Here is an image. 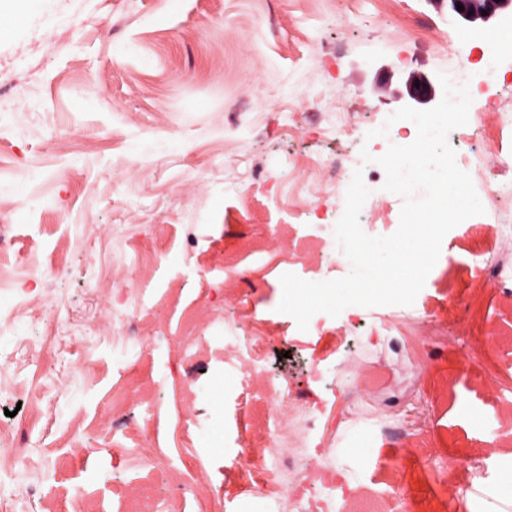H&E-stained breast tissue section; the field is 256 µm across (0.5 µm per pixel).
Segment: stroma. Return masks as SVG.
I'll list each match as a JSON object with an SVG mask.
<instances>
[{"label": "stroma", "instance_id": "stroma-1", "mask_svg": "<svg viewBox=\"0 0 512 512\" xmlns=\"http://www.w3.org/2000/svg\"><path fill=\"white\" fill-rule=\"evenodd\" d=\"M504 15L457 22L446 0H32L0 35V423L9 411L36 414L25 462L0 484L12 512H119L148 474L115 454L113 388L129 393L124 419L149 421L144 452L167 465L153 487L164 512H242L238 467L244 436L273 431L263 404L248 408L245 376L218 360L225 324L270 343L267 378L283 381L317 417L309 448L339 435L336 486L304 481L303 512L325 501L332 512L370 488L398 512H456L468 493L473 512H512L493 498L512 467V392L487 377L485 362L512 372V278L472 262L494 246L499 216L468 218L452 230L415 307H439L444 290L451 341L424 346L407 363L385 307L350 306L314 315L307 331L279 313L280 278L318 282L346 276L327 254L289 262L296 242L333 236L345 199L316 188L310 161L354 156L350 136L324 129L337 111L357 113L363 131L396 111L409 76L466 69L482 92L472 109L512 113V71L488 79L483 51ZM401 206L375 189L365 206L371 236L392 234ZM44 256L67 276L28 275L22 260ZM152 317L118 342L132 302ZM196 356L178 346L184 316L200 304ZM347 328L337 338L338 328ZM61 340L45 351L47 336ZM482 361L470 362L473 351ZM376 365L383 390L371 403L347 398L352 362ZM138 363V377L126 367ZM468 374H460L461 363ZM153 387L140 403L138 384ZM420 416L428 436L393 426L385 408ZM359 421L344 434L347 412ZM400 469L375 474L384 444ZM465 458L485 465L470 480Z\"/></svg>", "mask_w": 512, "mask_h": 512}]
</instances>
